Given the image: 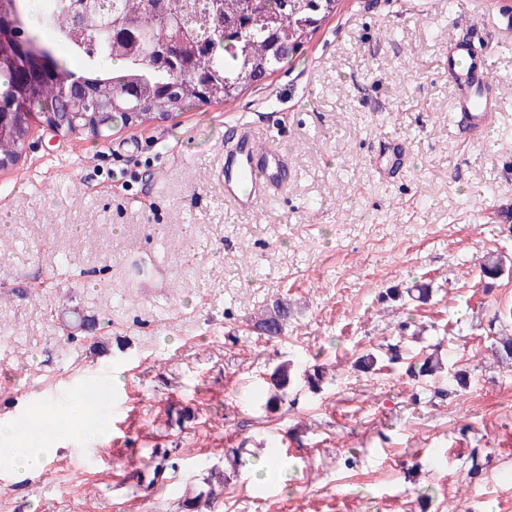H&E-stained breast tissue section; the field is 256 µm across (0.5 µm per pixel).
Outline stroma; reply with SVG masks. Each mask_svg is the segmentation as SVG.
Instances as JSON below:
<instances>
[{
    "instance_id": "1",
    "label": "stroma",
    "mask_w": 512,
    "mask_h": 512,
    "mask_svg": "<svg viewBox=\"0 0 512 512\" xmlns=\"http://www.w3.org/2000/svg\"><path fill=\"white\" fill-rule=\"evenodd\" d=\"M508 16L512 0H340L234 101L103 137L33 124L0 171V416L21 430L83 381H123L49 472L0 461V512H183L216 471L213 512H512V364L489 350L512 330ZM468 22L501 87L478 139L449 122L448 46ZM244 126L289 167L249 212L216 177ZM424 279L430 302L385 297ZM280 300L269 339L253 318ZM80 316L94 337L68 342ZM395 345L450 352L469 387L356 369ZM283 362L330 381L266 409Z\"/></svg>"
}]
</instances>
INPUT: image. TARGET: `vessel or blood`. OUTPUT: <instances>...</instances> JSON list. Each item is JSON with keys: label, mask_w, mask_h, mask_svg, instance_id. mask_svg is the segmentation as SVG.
Segmentation results:
<instances>
[{"label": "vessel or blood", "mask_w": 512, "mask_h": 512, "mask_svg": "<svg viewBox=\"0 0 512 512\" xmlns=\"http://www.w3.org/2000/svg\"><path fill=\"white\" fill-rule=\"evenodd\" d=\"M455 63L453 110L458 125L470 134L482 132L490 124L500 93L489 75L487 55L478 53L470 42L456 41L448 56ZM224 193L239 206L253 209L258 198L279 189L288 178L283 152L260 147L252 130H242L224 147Z\"/></svg>", "instance_id": "vessel-or-blood-1"}]
</instances>
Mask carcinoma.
Listing matches in <instances>:
<instances>
[{
	"label": "carcinoma",
	"mask_w": 512,
	"mask_h": 512,
	"mask_svg": "<svg viewBox=\"0 0 512 512\" xmlns=\"http://www.w3.org/2000/svg\"><path fill=\"white\" fill-rule=\"evenodd\" d=\"M336 0H224V36L217 34L218 20L208 0H94L89 9L81 0H50L49 10L37 19L26 12L24 0H11L10 27L0 25V49L23 41L41 53H53L49 43L36 40L34 29L54 34V43H65L70 53L85 61V79L93 90L95 104L75 102L64 94L72 70L56 57L53 70L35 88L25 86L20 68L0 67V99L10 114L0 119V160H12L21 152L32 128L26 115L39 122L67 116L63 134L89 135L114 123L143 124L178 116L186 108L207 100L226 103L236 99L254 80L281 70L301 50L311 34L334 10ZM166 22V27H144L143 36L123 50L111 46L110 33L125 24ZM112 60V71H99V63ZM212 83L202 95L198 73ZM139 85L144 107L122 97L117 87ZM291 311L288 303L275 302L256 322L269 338L281 334ZM491 350L497 359L512 360V336L494 338ZM384 358L368 352L358 359L365 373L379 370ZM408 375L435 383L467 386V374L449 368L438 352L408 365ZM277 394L285 399L291 382L284 363L272 374ZM224 488V475L215 473L193 497L186 500L192 512H212Z\"/></svg>",
	"instance_id": "obj_1"
}]
</instances>
